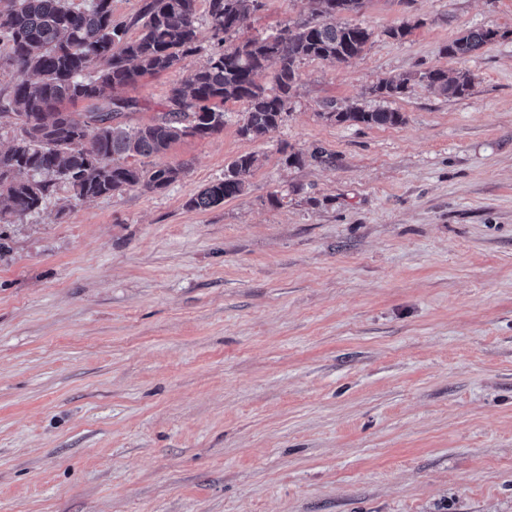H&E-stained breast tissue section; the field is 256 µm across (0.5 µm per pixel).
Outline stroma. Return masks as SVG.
<instances>
[{"label": "stroma", "instance_id": "stroma-1", "mask_svg": "<svg viewBox=\"0 0 512 512\" xmlns=\"http://www.w3.org/2000/svg\"><path fill=\"white\" fill-rule=\"evenodd\" d=\"M245 36L307 19L265 0ZM279 125L185 138L159 191L0 224V512H512V0H364ZM409 25L401 41L388 29ZM200 49L125 89L152 122ZM497 39L454 60L461 33ZM466 71L464 96L417 82ZM407 75L404 94L369 89ZM398 126L323 118L326 101ZM302 163H290L292 154ZM243 193L188 202L237 156Z\"/></svg>", "mask_w": 512, "mask_h": 512}]
</instances>
